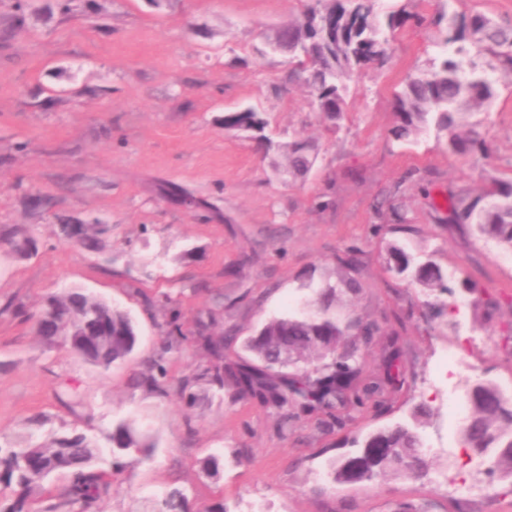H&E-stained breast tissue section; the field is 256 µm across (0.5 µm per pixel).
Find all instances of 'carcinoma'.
Segmentation results:
<instances>
[{
  "label": "carcinoma",
  "instance_id": "obj_1",
  "mask_svg": "<svg viewBox=\"0 0 512 512\" xmlns=\"http://www.w3.org/2000/svg\"><path fill=\"white\" fill-rule=\"evenodd\" d=\"M328 19L333 28L329 38L313 31L312 22ZM413 17L400 8L381 21L374 18L371 0H324L323 9H309L302 21L281 27L288 39L291 58L297 60L293 73L304 84L317 109L327 119L340 118L344 106V76L355 67H368L384 62L387 39L384 29L396 30ZM448 49L441 66L423 76L411 78L395 95L397 123L393 129L399 140H407L434 121L450 133L449 147L459 157L483 153L487 144L478 125L465 121L471 111L489 103L496 94L497 81L484 73L466 69L458 58L466 43L471 42L488 51L502 66V79L512 77V26L489 20L480 13L454 12L434 20ZM266 120L251 107L224 113V128L259 133V144L271 149V142L262 135ZM313 166L310 146L303 142L288 144V172L305 176ZM448 225L463 224L481 239L493 240L512 251V179L494 175L485 178L481 195L466 203L455 195L448 199ZM66 240L77 239L85 250L98 253L108 245L112 227L105 224H72L59 227ZM0 246L17 256L25 257L36 250L31 236L0 237ZM359 250L346 248L338 257L346 270L342 290L355 294L360 283L355 277ZM389 268L427 291L450 297L456 292L473 294L481 291L479 284L463 277L458 284L434 262H418L398 245L388 247ZM336 295L331 288L315 301L317 309L306 315H291L267 322L246 343L255 360L247 361L226 353L234 341L232 336L216 335L212 328L216 313L195 321L193 341L208 357L204 365L179 379L168 378L166 368L153 362L145 372L130 378V386L162 395L197 397L192 389L221 392L229 389L237 400L255 403L282 418V423L301 415L323 414L335 417L338 408L347 404L362 405L369 400L380 401L389 388L403 384V370L396 350L385 361L384 374L354 385L358 374L354 366L361 348L368 347L377 324L356 319L339 321L327 315L329 300ZM26 321H34L40 336L48 341L62 339L86 362L108 369L127 358L135 349L136 327L130 315L96 299L81 289L49 296L39 312L29 315L22 308L6 306ZM481 389L468 390L469 414L460 426L462 444L470 451L479 445L478 434L490 432L489 453L496 469L512 477V395L496 383L479 381ZM428 411L420 407L410 425L397 424L352 443L361 445L360 454L337 460L331 475L337 483L371 480L388 473L415 479L427 474L425 456L413 450V434ZM109 448L95 445L83 433L55 440L49 447L21 445L0 448V512H96L98 502L112 488V472L123 467L112 462L111 471L97 466L105 453L126 452L147 447L144 436L129 422L122 420L107 433ZM54 475L66 478L58 492L40 508H34L35 495L43 483ZM146 512H189V501L182 489L172 487L157 500L148 503Z\"/></svg>",
  "mask_w": 512,
  "mask_h": 512
}]
</instances>
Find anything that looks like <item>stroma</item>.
Masks as SVG:
<instances>
[{"mask_svg": "<svg viewBox=\"0 0 512 512\" xmlns=\"http://www.w3.org/2000/svg\"><path fill=\"white\" fill-rule=\"evenodd\" d=\"M316 5L71 0L63 12L57 0H32L30 34L14 38L12 0H0V234L23 228L37 242L24 258L0 251V448L78 432L103 447L113 422L132 421L153 449L123 455L100 512H140L173 486L199 512L216 502L226 512H394L401 502L512 512V480L468 460L448 406L479 380L512 382V252L441 220L448 194L473 198L487 174L512 177V82L470 116L488 157L458 158L433 128L408 141L392 134L396 93L446 56L432 18L453 10L512 22V0H373L378 17L403 7L424 22L388 33L383 65L350 73L334 122L288 82L287 55L267 45ZM246 107L267 121V153L252 132L224 127L225 112ZM294 141L314 147L302 180L289 176L282 151ZM175 187L207 208L187 209ZM386 194L407 225L378 213ZM61 214L111 225L110 247L91 253L62 241ZM390 242L478 282L480 292L459 301L456 326L438 329L422 288L389 271ZM353 244L363 251L360 291L338 295L331 312L377 323L362 352L366 376L381 374L397 343L405 383L382 407L339 410L340 425L327 431L314 416L280 424L228 391L189 405L130 386L155 357L173 379L207 360L190 342L164 349L169 305L188 334L223 296L214 331L234 335L227 352L237 356L267 320L300 314L336 287L337 257ZM73 288L131 315L138 341L125 363L91 365L4 309L35 313ZM489 297L499 302L491 316ZM420 407L429 412L425 477L333 482L329 464L357 454L353 437ZM212 456L215 475L202 467Z\"/></svg>", "mask_w": 512, "mask_h": 512, "instance_id": "obj_1", "label": "stroma"}]
</instances>
